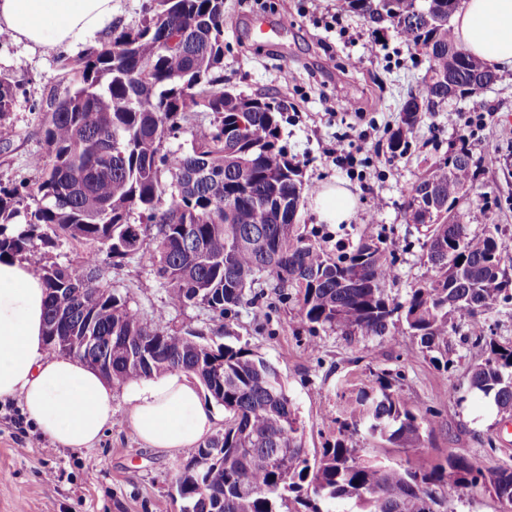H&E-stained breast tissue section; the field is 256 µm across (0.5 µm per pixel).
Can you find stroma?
I'll return each mask as SVG.
<instances>
[{"label":"stroma","mask_w":512,"mask_h":512,"mask_svg":"<svg viewBox=\"0 0 512 512\" xmlns=\"http://www.w3.org/2000/svg\"><path fill=\"white\" fill-rule=\"evenodd\" d=\"M376 53H368L370 43ZM336 65L325 68L326 55ZM56 52L9 40L0 43V74L22 90L12 121L17 135L0 151V181L36 180L32 161L44 155L41 103L59 83ZM296 73L283 86L281 69ZM427 57L411 49L389 22L367 21L349 0H225L224 86L247 95L262 94L283 106L281 142L298 161L307 183L319 188L337 182L357 197L356 219L326 224L310 204H302L303 233L329 253L353 249L360 239H395L401 252L392 296L404 297L431 274L420 247L422 237L405 219L412 186L426 167L446 154L459 133L448 125L452 112H484L485 128L470 139L477 165V190L460 200L472 233L498 227L512 250V82H496L481 94L448 102L425 116L402 156L386 151L409 92L418 91ZM344 141L361 160L362 177L350 176L330 152ZM497 154H489L486 142ZM485 215H478V208ZM102 280L148 319L165 312L169 324L193 329L212 344H249L282 376L303 427L310 456L339 438L338 421L352 417L362 392L386 374L391 389L420 409L436 412L434 431L418 448H401L361 434L367 456L403 464L438 461L455 453L486 470L512 466V420L504 421L488 399L468 390L469 369L486 356L468 325L449 338V371L438 370L417 339L393 336L345 337L301 329L296 299L279 301L265 286H254L252 304L226 317L227 334L217 333L211 313L200 306L172 309L149 257L105 264ZM112 428L93 447H53L27 421L20 399L0 401V512H180L175 479L194 458L192 448L170 454L147 447L127 422L123 398L113 404Z\"/></svg>","instance_id":"obj_1"}]
</instances>
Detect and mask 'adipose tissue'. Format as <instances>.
<instances>
[{
	"instance_id": "ef3b65f1",
	"label": "adipose tissue",
	"mask_w": 512,
	"mask_h": 512,
	"mask_svg": "<svg viewBox=\"0 0 512 512\" xmlns=\"http://www.w3.org/2000/svg\"><path fill=\"white\" fill-rule=\"evenodd\" d=\"M113 0H0V31L32 48L85 43L112 19ZM458 43L473 56L512 69V0H463L452 21ZM312 205L326 224H347L356 198L326 184ZM45 288L29 262L0 258V400L21 398L28 421L61 448L81 450L112 424L115 397L148 447L175 453L207 437L221 413L204 402L191 375L172 372L128 384L110 382L82 362L48 354L43 336Z\"/></svg>"
}]
</instances>
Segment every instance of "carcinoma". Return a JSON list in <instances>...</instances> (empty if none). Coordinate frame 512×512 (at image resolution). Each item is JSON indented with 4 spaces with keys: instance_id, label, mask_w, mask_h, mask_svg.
Returning <instances> with one entry per match:
<instances>
[{
    "instance_id": "1",
    "label": "carcinoma",
    "mask_w": 512,
    "mask_h": 512,
    "mask_svg": "<svg viewBox=\"0 0 512 512\" xmlns=\"http://www.w3.org/2000/svg\"><path fill=\"white\" fill-rule=\"evenodd\" d=\"M386 18L430 61L432 81L419 94L441 106L448 83L463 98L478 58L452 37L448 0H387ZM62 90L43 109L47 157L38 180L0 183V256L38 262L47 301L45 325L67 316L63 336L89 328L112 352V388L169 372L194 375L224 406V431L197 449L213 453L206 469L187 464L176 477L180 512H432L434 495L484 493L512 512V467L483 469L449 454L443 463L386 464L362 459L353 437L364 433L416 447L433 432L432 417L391 391L358 399L347 436L315 458L277 369L248 345L213 348L186 328L144 318L103 283L104 259L149 255L167 306L199 305L211 321L249 301L254 285L293 288L298 318L311 331L390 336L400 323L428 352L448 354V319L482 327L498 301H512V252L494 233L472 235L460 220L427 223V207L456 210L477 176L471 150L451 149L412 187L407 223L425 228L423 255L433 275L399 301L389 294L398 250L361 241L331 257L288 218L311 186L280 145V113L258 97L224 88V0H154L148 15L116 27L112 39L73 59L56 57ZM18 88L0 77V143L16 136L11 114ZM387 143L409 148L405 132L422 121L410 95ZM208 123L179 142L199 116ZM177 146H172V143ZM63 236L82 248L77 260L50 263L35 241ZM470 370L469 390L512 416V344L486 342Z\"/></svg>"
}]
</instances>
